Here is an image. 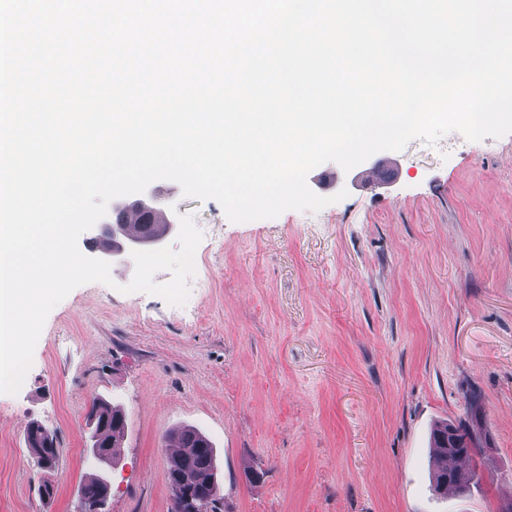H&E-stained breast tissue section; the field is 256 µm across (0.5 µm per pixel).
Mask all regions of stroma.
<instances>
[{"label":"stroma","instance_id":"obj_1","mask_svg":"<svg viewBox=\"0 0 512 512\" xmlns=\"http://www.w3.org/2000/svg\"><path fill=\"white\" fill-rule=\"evenodd\" d=\"M317 212L230 222L177 183L147 194L203 239L185 304L72 290L47 317L18 394H0V512H75L108 477L106 512H171L176 429L216 451L223 512H497L512 497V134L451 132L307 177ZM477 398L490 448L465 496L432 491L429 436ZM120 404L111 464L89 453L94 400ZM57 438L53 469L25 439ZM54 489L44 497L43 485Z\"/></svg>","mask_w":512,"mask_h":512}]
</instances>
